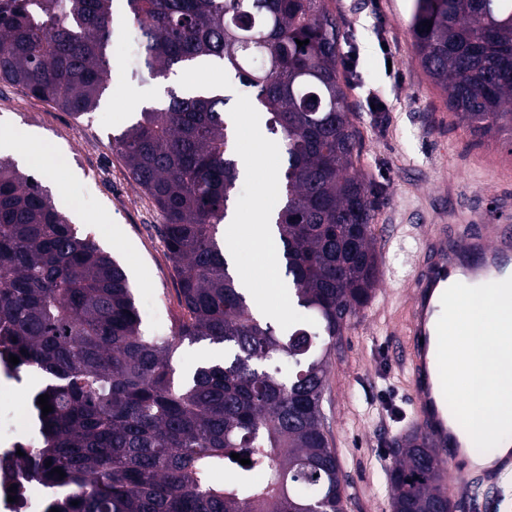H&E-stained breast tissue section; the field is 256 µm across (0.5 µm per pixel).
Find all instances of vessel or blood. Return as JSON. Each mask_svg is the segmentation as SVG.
Instances as JSON below:
<instances>
[{
  "label": "vessel or blood",
  "mask_w": 512,
  "mask_h": 512,
  "mask_svg": "<svg viewBox=\"0 0 512 512\" xmlns=\"http://www.w3.org/2000/svg\"><path fill=\"white\" fill-rule=\"evenodd\" d=\"M511 267L512 226L508 224H460L453 230L444 224L429 225L413 259L407 281L410 317L399 346L413 398L410 429L435 448L451 487L467 483L474 474L483 483L497 484L512 471V455L482 466L469 458L471 442L460 432L441 390L436 334L441 295L456 282L477 286L504 280Z\"/></svg>",
  "instance_id": "b4317fda"
}]
</instances>
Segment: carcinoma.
<instances>
[{"label":"carcinoma","mask_w":512,"mask_h":512,"mask_svg":"<svg viewBox=\"0 0 512 512\" xmlns=\"http://www.w3.org/2000/svg\"><path fill=\"white\" fill-rule=\"evenodd\" d=\"M113 2L0 0V82L94 111ZM124 2L147 75L222 65L253 90L286 161L274 231L297 317L273 324L229 272L220 226L239 159L224 96L172 90L112 138L163 218L184 310L169 336L142 332L123 268L0 157V345L46 375L52 407L20 465L49 489L46 512H344L322 399L331 350L372 298L381 188L357 170L333 0ZM408 27L469 136L512 133V0H413ZM204 341L222 357L180 371L178 349ZM392 452L391 512L457 507L424 437Z\"/></svg>","instance_id":"carcinoma-1"}]
</instances>
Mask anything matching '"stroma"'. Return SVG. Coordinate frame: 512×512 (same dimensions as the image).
Masks as SVG:
<instances>
[{"mask_svg": "<svg viewBox=\"0 0 512 512\" xmlns=\"http://www.w3.org/2000/svg\"><path fill=\"white\" fill-rule=\"evenodd\" d=\"M412 5L413 0H336L341 47L359 50L357 86L349 90L348 103L363 136L360 169L383 188L374 225L380 264L375 296L345 329L325 382V430L345 476L344 512H391V448L406 436L412 409L408 379L392 349L410 309L406 279L427 225L463 224L473 216L493 224L501 212L512 213V136L471 143L414 58L408 33ZM124 21L121 14L114 18L110 76L94 112L76 120L19 87L0 84V133L33 135L49 150L56 165L42 175L43 187L81 232L122 265L144 333L163 336L182 308L159 232L162 219L130 179L112 137L139 107L164 102L172 88L222 89L239 129H249L258 116L252 89L217 66L194 69L188 82L178 76L131 77L118 35ZM371 92L386 105V123H375L365 108ZM234 148L241 157H265L264 166L240 172L233 202L237 221L220 228L238 269L248 273L253 263L241 240L267 174H280L285 159L266 132L257 141L235 139Z\"/></svg>", "mask_w": 512, "mask_h": 512, "instance_id": "stroma-1", "label": "stroma"}]
</instances>
